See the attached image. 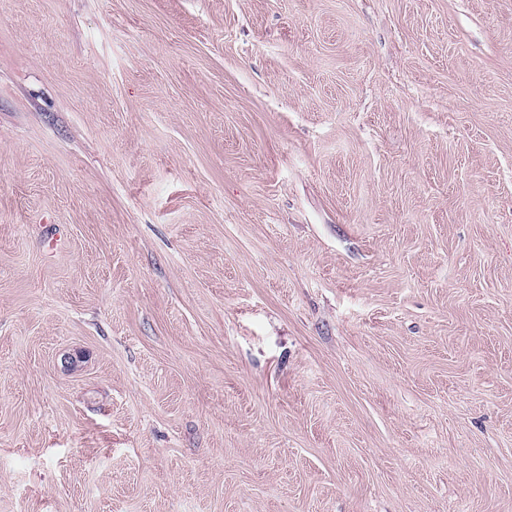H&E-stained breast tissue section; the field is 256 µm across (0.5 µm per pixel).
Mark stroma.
<instances>
[{
	"label": "stroma",
	"mask_w": 512,
	"mask_h": 512,
	"mask_svg": "<svg viewBox=\"0 0 512 512\" xmlns=\"http://www.w3.org/2000/svg\"><path fill=\"white\" fill-rule=\"evenodd\" d=\"M0 512H512V0H0Z\"/></svg>",
	"instance_id": "obj_1"
}]
</instances>
